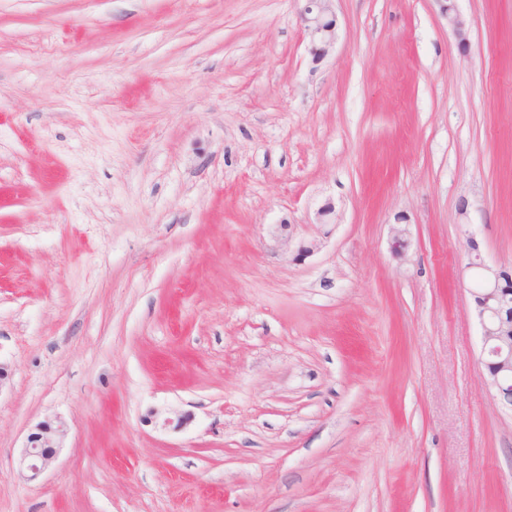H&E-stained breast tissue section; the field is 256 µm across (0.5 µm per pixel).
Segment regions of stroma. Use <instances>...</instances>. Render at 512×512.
<instances>
[{
	"instance_id": "35a3bbf8",
	"label": "stroma",
	"mask_w": 512,
	"mask_h": 512,
	"mask_svg": "<svg viewBox=\"0 0 512 512\" xmlns=\"http://www.w3.org/2000/svg\"><path fill=\"white\" fill-rule=\"evenodd\" d=\"M456 5L464 55L336 0L315 67L296 0H0V512H512L466 269L512 268V0ZM66 435V424L59 417L47 418L31 428L20 451L19 470L35 479L55 462Z\"/></svg>"
}]
</instances>
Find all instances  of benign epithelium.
Instances as JSON below:
<instances>
[{
  "instance_id": "benign-epithelium-1",
  "label": "benign epithelium",
  "mask_w": 512,
  "mask_h": 512,
  "mask_svg": "<svg viewBox=\"0 0 512 512\" xmlns=\"http://www.w3.org/2000/svg\"><path fill=\"white\" fill-rule=\"evenodd\" d=\"M308 53L314 65L324 61L338 40L335 0H299ZM440 14L455 34L461 52L468 50V29L455 0H436ZM469 262L479 287L471 290L480 301L473 315L480 325L482 339L483 385L495 404L512 414V288L504 284L506 269L490 265L481 255L475 238H468ZM66 435V424L59 417L47 418L31 428L20 451L19 470L34 479L55 462Z\"/></svg>"
}]
</instances>
